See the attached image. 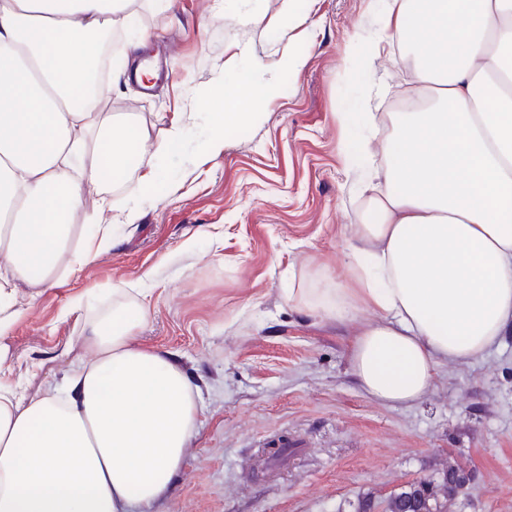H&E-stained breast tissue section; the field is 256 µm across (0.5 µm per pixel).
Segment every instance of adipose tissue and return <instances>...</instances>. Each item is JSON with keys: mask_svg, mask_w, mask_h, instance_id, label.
Here are the masks:
<instances>
[{"mask_svg": "<svg viewBox=\"0 0 512 512\" xmlns=\"http://www.w3.org/2000/svg\"><path fill=\"white\" fill-rule=\"evenodd\" d=\"M134 0H0V300L53 284L111 242L97 224L148 130L87 92L95 33L124 28ZM386 29L415 57L420 108L389 112L383 180L356 225L341 288H292L325 318L375 319L352 372L383 403H412L441 362L470 363L512 334V0H391ZM100 184L87 203L84 182ZM96 224L80 251L76 213ZM85 324L93 358L66 397L0 387V512H126L167 493L196 427L197 390L172 355L138 345L135 288Z\"/></svg>", "mask_w": 512, "mask_h": 512, "instance_id": "ef3b65f1", "label": "adipose tissue"}]
</instances>
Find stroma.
<instances>
[{"label":"stroma","mask_w":512,"mask_h":512,"mask_svg":"<svg viewBox=\"0 0 512 512\" xmlns=\"http://www.w3.org/2000/svg\"><path fill=\"white\" fill-rule=\"evenodd\" d=\"M135 8L170 74L143 95L124 47L105 79L106 111L136 104L149 131L141 166L112 187L135 218L106 212L112 248L70 278L17 288L0 386L62 389L90 357L86 318L111 311L125 283L147 293L136 344L173 354L199 393L171 492L131 512H354L450 467L469 481L448 512H512V335L472 363L439 364L420 400L382 404L352 373L354 324L288 302L292 288L335 287L385 165L384 114L416 87L380 34L387 0H294L288 15L282 0ZM289 54L298 71L283 67ZM215 86L273 92L212 157ZM284 437L300 447L279 463L264 450Z\"/></svg>","instance_id":"35a3bbf8"}]
</instances>
